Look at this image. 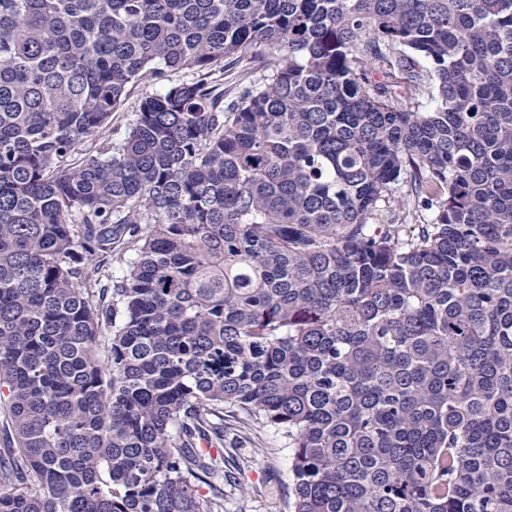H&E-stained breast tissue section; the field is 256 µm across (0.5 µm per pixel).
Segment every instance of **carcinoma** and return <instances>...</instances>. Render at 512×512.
I'll return each mask as SVG.
<instances>
[{"label": "carcinoma", "mask_w": 512, "mask_h": 512, "mask_svg": "<svg viewBox=\"0 0 512 512\" xmlns=\"http://www.w3.org/2000/svg\"><path fill=\"white\" fill-rule=\"evenodd\" d=\"M0 402V512H512V0H0ZM244 61L232 70L224 71V90H230L237 85V81L242 74L247 73L251 80H261L266 74L263 69L262 60L258 57L254 58L251 53L246 55ZM244 69V70H243ZM158 89V85L147 83L138 86L134 90V93L131 95L125 106L112 114V123L108 127V130H112V138L115 139L124 134L126 128L133 118V112L135 110L137 98L141 96V93H152ZM269 453H254L251 448H239L237 451H230L234 457L242 453L251 455L250 467L246 470L244 476V488L238 486L224 485V510L225 512H239V509H245V512H271L266 498L250 496L252 487L272 488L282 500L288 497V483L290 477L288 467L285 461V450L277 448L276 445L269 443Z\"/></svg>", "instance_id": "1"}]
</instances>
